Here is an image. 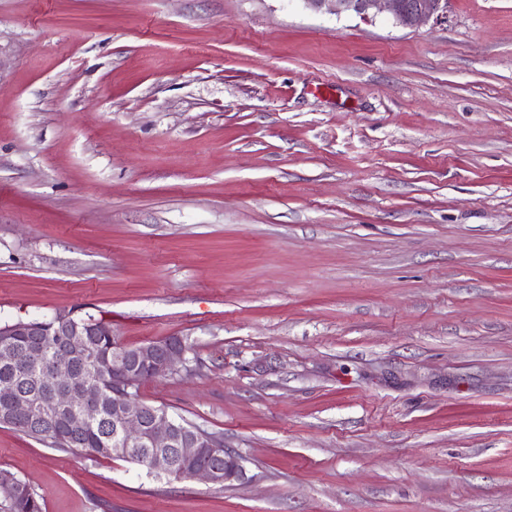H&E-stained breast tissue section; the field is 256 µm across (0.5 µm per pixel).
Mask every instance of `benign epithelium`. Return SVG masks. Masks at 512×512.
Instances as JSON below:
<instances>
[{"label":"benign epithelium","instance_id":"1","mask_svg":"<svg viewBox=\"0 0 512 512\" xmlns=\"http://www.w3.org/2000/svg\"><path fill=\"white\" fill-rule=\"evenodd\" d=\"M305 6L326 10L336 16L354 14L367 19L385 9L396 24L405 28H417L430 20L443 18L448 0H300ZM64 328L73 337L68 350L86 348L83 337L112 335V326L106 320L93 317L76 319L71 315H59L54 321L19 320L10 325L9 336H43L52 329ZM185 347L170 341L162 346L143 344L136 348L134 364L121 356L112 360L108 383L112 394L119 397L112 408V437L120 448H149L148 468L153 474L174 480L201 478L214 486L242 476V467L235 458L223 455V447L209 441L201 434L189 433L181 421L166 415L146 417L145 403L128 391L138 376L150 379L172 373L176 363L184 359ZM68 355L58 353L47 359L39 348L28 350L27 356L11 354V362L17 374L26 375L33 364L39 367V375L58 387L53 392L25 394L18 384L5 380L0 383V422L12 425L19 422H35L43 429H51L61 413H66V429L71 436L83 431L99 419L104 399V388L75 378L67 363ZM224 458V465L203 463V458Z\"/></svg>","mask_w":512,"mask_h":512}]
</instances>
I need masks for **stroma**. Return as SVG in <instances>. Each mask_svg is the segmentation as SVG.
<instances>
[{
  "instance_id": "stroma-1",
  "label": "stroma",
  "mask_w": 512,
  "mask_h": 512,
  "mask_svg": "<svg viewBox=\"0 0 512 512\" xmlns=\"http://www.w3.org/2000/svg\"><path fill=\"white\" fill-rule=\"evenodd\" d=\"M67 313L244 476L0 426L45 512H512V0H0V325ZM311 9L323 7L336 16L354 14L367 19L385 9L399 26L417 28L431 19H442L448 9V0H302Z\"/></svg>"
}]
</instances>
